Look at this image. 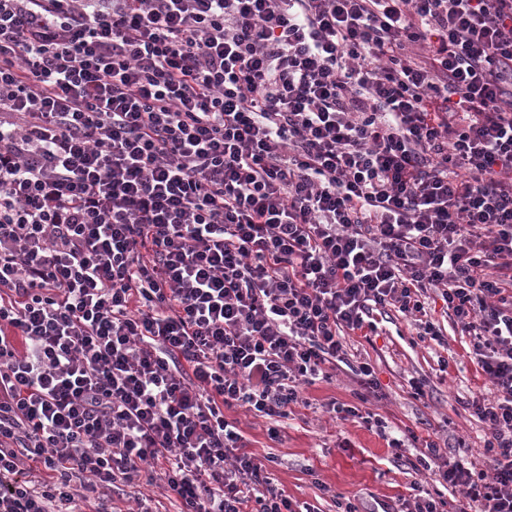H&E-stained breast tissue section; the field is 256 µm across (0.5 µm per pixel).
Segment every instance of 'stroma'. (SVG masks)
I'll return each instance as SVG.
<instances>
[{
  "instance_id": "1",
  "label": "stroma",
  "mask_w": 512,
  "mask_h": 512,
  "mask_svg": "<svg viewBox=\"0 0 512 512\" xmlns=\"http://www.w3.org/2000/svg\"><path fill=\"white\" fill-rule=\"evenodd\" d=\"M348 354L351 362L366 361L374 369L379 389L368 406L386 421V436L351 421L332 419L325 412V404L333 399L357 402L356 377L348 366H341L330 381L305 390L310 406L285 420L280 441L268 438L265 420L240 409L227 411V419L238 421L247 450L274 454L272 472L288 496L314 505L318 512H336L332 501L336 493L354 501L360 512H396L399 496L408 494L413 481L440 491L447 502L458 500V489H439L429 474L409 472L407 460L415 456V449L395 454L386 439L410 430L422 439L437 434L452 446L462 439L469 458L481 461L485 429L466 403L488 386L467 357L460 336L449 335L444 348L428 341L417 343L406 322L394 314L383 318L376 335L351 337ZM443 354L448 357L444 373L437 366ZM417 378L428 379V397L413 396L410 382Z\"/></svg>"
}]
</instances>
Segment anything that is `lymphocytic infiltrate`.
Wrapping results in <instances>:
<instances>
[{
  "label": "lymphocytic infiltrate",
  "instance_id": "lymphocytic-infiltrate-1",
  "mask_svg": "<svg viewBox=\"0 0 512 512\" xmlns=\"http://www.w3.org/2000/svg\"><path fill=\"white\" fill-rule=\"evenodd\" d=\"M399 311L467 339L512 512V0H0V512H302L279 421Z\"/></svg>",
  "mask_w": 512,
  "mask_h": 512
}]
</instances>
